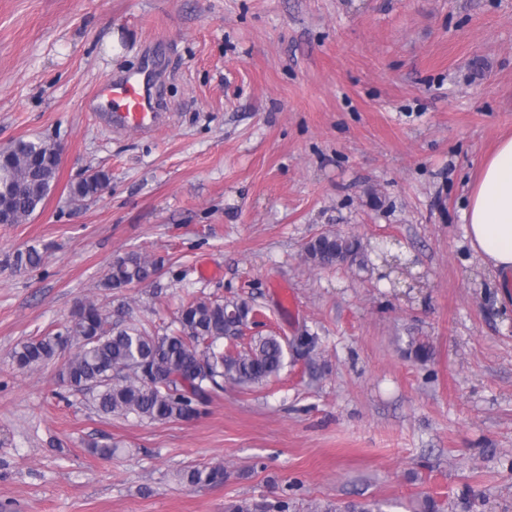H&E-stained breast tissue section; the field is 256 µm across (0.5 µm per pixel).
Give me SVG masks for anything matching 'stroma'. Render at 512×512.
<instances>
[{
    "label": "stroma",
    "instance_id": "stroma-1",
    "mask_svg": "<svg viewBox=\"0 0 512 512\" xmlns=\"http://www.w3.org/2000/svg\"><path fill=\"white\" fill-rule=\"evenodd\" d=\"M150 54L165 125L86 111ZM511 134L512 0H0V146L64 149L42 208L0 224V512H419L427 495L512 512V309L467 264L461 221ZM92 170L108 188L72 201ZM325 232L356 236L370 270L308 264ZM32 247L39 266L11 267ZM130 251L158 273L105 291ZM192 296L249 300L250 334L320 342L166 423L98 413L63 382L67 351L13 362L87 301L165 327ZM216 463L222 484L179 479ZM288 502L281 501L277 505L253 502L247 499L236 500L224 506L225 512H288Z\"/></svg>",
    "mask_w": 512,
    "mask_h": 512
}]
</instances>
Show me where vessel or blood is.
<instances>
[{
  "instance_id": "b4317fda",
  "label": "vessel or blood",
  "mask_w": 512,
  "mask_h": 512,
  "mask_svg": "<svg viewBox=\"0 0 512 512\" xmlns=\"http://www.w3.org/2000/svg\"><path fill=\"white\" fill-rule=\"evenodd\" d=\"M153 62H146L139 71L119 79L103 81L87 100V111L95 110V102L107 100L112 105L111 111L98 114L99 120L116 131L135 130L148 133L164 125L167 115L159 99L153 92Z\"/></svg>"
}]
</instances>
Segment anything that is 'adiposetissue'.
I'll list each match as a JSON object with an SVG mask.
<instances>
[{
  "label": "adipose tissue",
  "mask_w": 512,
  "mask_h": 512,
  "mask_svg": "<svg viewBox=\"0 0 512 512\" xmlns=\"http://www.w3.org/2000/svg\"><path fill=\"white\" fill-rule=\"evenodd\" d=\"M464 237L474 257L512 293V135L485 160L462 211Z\"/></svg>",
  "instance_id": "obj_1"
}]
</instances>
